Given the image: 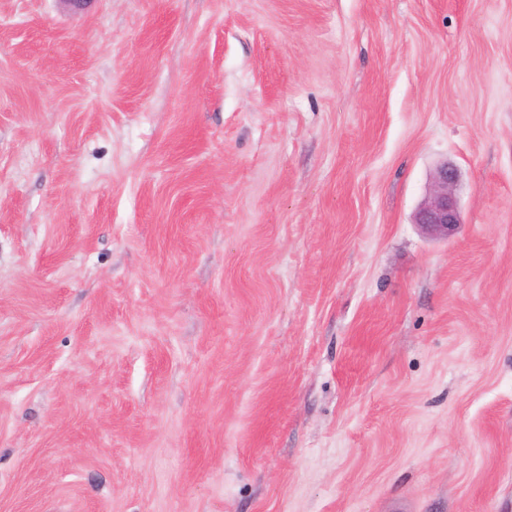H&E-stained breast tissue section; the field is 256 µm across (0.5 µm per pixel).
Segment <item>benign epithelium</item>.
Wrapping results in <instances>:
<instances>
[{
	"label": "benign epithelium",
	"mask_w": 512,
	"mask_h": 512,
	"mask_svg": "<svg viewBox=\"0 0 512 512\" xmlns=\"http://www.w3.org/2000/svg\"><path fill=\"white\" fill-rule=\"evenodd\" d=\"M458 171L443 163L431 179L429 192L414 214V223L434 238L446 239L462 224L461 211L455 197Z\"/></svg>",
	"instance_id": "7a95c632"
}]
</instances>
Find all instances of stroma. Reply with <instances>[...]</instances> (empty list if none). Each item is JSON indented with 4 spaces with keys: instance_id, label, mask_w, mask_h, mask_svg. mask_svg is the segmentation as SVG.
Listing matches in <instances>:
<instances>
[{
    "instance_id": "35a3bbf8",
    "label": "stroma",
    "mask_w": 512,
    "mask_h": 512,
    "mask_svg": "<svg viewBox=\"0 0 512 512\" xmlns=\"http://www.w3.org/2000/svg\"><path fill=\"white\" fill-rule=\"evenodd\" d=\"M0 512H512V0H0ZM458 177V171L448 166V163L435 169L429 192L414 214V224H418L426 235L448 239L462 224L461 211L455 197Z\"/></svg>"
}]
</instances>
